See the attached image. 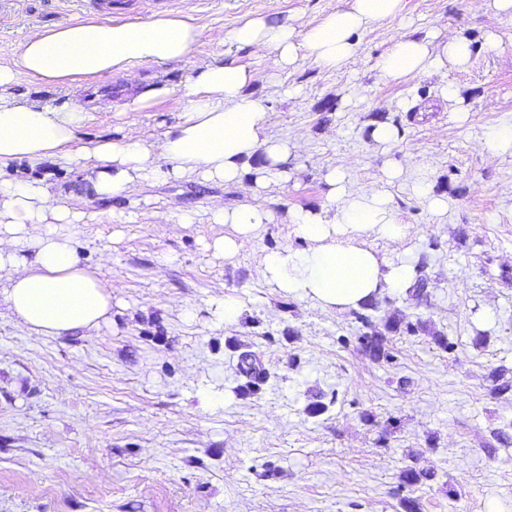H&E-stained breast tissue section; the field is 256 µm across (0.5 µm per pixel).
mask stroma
Wrapping results in <instances>:
<instances>
[{"instance_id": "obj_1", "label": "stroma", "mask_w": 512, "mask_h": 512, "mask_svg": "<svg viewBox=\"0 0 512 512\" xmlns=\"http://www.w3.org/2000/svg\"><path fill=\"white\" fill-rule=\"evenodd\" d=\"M201 37L187 60L143 63L128 76L103 74L80 92L90 113L75 147L146 140L179 120L194 67L232 59L260 73L248 91L262 100L268 133L299 141L266 195L273 220L253 247L232 258L207 245L232 234L209 221L213 200L236 208L263 164L255 154L237 183L197 174L134 183L122 198H98L84 173L48 160L0 169V181L39 180L60 203L85 213L68 226L81 265L112 283V313L91 332L36 336L0 299V512H512V448L484 447L512 423V396L493 391L491 373L512 381V154L481 143L512 128V18L477 12L470 0H406L405 11L371 23L358 52L336 70L299 57L266 78V58L225 41L243 20L270 16L317 25L346 0H194ZM183 0H112V20L174 15ZM88 0H10L0 17V53L37 28L94 18ZM469 39L465 68L446 65L417 79L386 78L380 61L392 38ZM457 98L442 95L443 85ZM165 85L137 112L134 86ZM395 125L379 146L373 124ZM398 241L370 237L392 255L430 250L428 298L394 293L372 320L394 358L378 362L353 338L354 311L328 312L261 282L262 257L304 248L294 212L329 217L325 181L343 168L360 193L385 167ZM427 183L447 196L434 216L412 191ZM195 217L179 226L182 213ZM458 279L462 288L449 290ZM239 321L224 320V296ZM416 333L390 330L400 316ZM445 336L453 351L435 341ZM270 373L244 396L239 353ZM325 411H317L319 403ZM434 480L403 486L406 468Z\"/></svg>"}]
</instances>
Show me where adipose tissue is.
<instances>
[{
    "label": "adipose tissue",
    "mask_w": 512,
    "mask_h": 512,
    "mask_svg": "<svg viewBox=\"0 0 512 512\" xmlns=\"http://www.w3.org/2000/svg\"><path fill=\"white\" fill-rule=\"evenodd\" d=\"M404 6V0H348L346 8L304 31L287 21L252 18L228 39L271 55L276 70L292 67L302 54L331 70L355 57L358 33L401 13ZM199 37L185 17L166 15L143 23L74 22L30 33L9 61L0 62V168L54 159L90 171L101 198L124 196L134 182L165 173L190 172L206 181L232 183L242 164L259 151L267 172L279 169L293 146L267 134L264 106L246 90L258 74L232 60L212 59L195 67L185 87L181 120L157 141L130 133L73 150L88 118L83 108L20 99L11 92L21 74L44 85L79 89L90 77L122 75L138 63L178 62L191 54ZM471 55V42L460 36L439 43L400 37L380 67L387 77L416 78L449 63L465 66ZM326 181L337 204L333 217L295 212L291 222L307 249L267 253L257 267L258 278L325 311L356 309L381 293L406 292L414 279L413 261L366 245L371 236L396 241L406 235L387 193H352L345 170L336 167L328 170ZM267 186L266 175L256 178L251 203L238 209L212 203L210 223L229 224L236 231L235 237L216 239V251L233 256L248 249L272 222ZM83 221V212L58 203L39 183L0 182V271L8 273L0 296L29 333L92 330L111 312V282L81 266L72 236L57 230Z\"/></svg>",
    "instance_id": "ef3b65f1"
}]
</instances>
